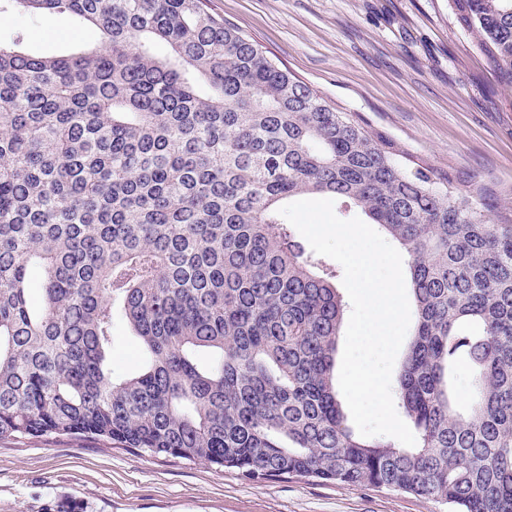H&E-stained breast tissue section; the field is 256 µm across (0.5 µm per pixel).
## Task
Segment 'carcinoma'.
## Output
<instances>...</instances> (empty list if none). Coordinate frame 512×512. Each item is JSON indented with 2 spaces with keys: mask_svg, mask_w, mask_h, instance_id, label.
<instances>
[{
  "mask_svg": "<svg viewBox=\"0 0 512 512\" xmlns=\"http://www.w3.org/2000/svg\"><path fill=\"white\" fill-rule=\"evenodd\" d=\"M450 6L512 87V0ZM15 10L74 16L102 42L38 57L19 36L0 44V438L98 437L249 477L512 512L501 189L328 106L203 0H0ZM311 195L360 211L409 256L416 310L395 396L413 448L347 423L338 272L278 214ZM117 315L148 355L120 380Z\"/></svg>",
  "mask_w": 512,
  "mask_h": 512,
  "instance_id": "cac0c4a2",
  "label": "carcinoma"
}]
</instances>
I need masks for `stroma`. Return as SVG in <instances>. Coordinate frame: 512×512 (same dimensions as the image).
Segmentation results:
<instances>
[{"label":"stroma","instance_id":"35a3bbf8","mask_svg":"<svg viewBox=\"0 0 512 512\" xmlns=\"http://www.w3.org/2000/svg\"><path fill=\"white\" fill-rule=\"evenodd\" d=\"M326 103L359 114L399 147L512 187V89L452 14L448 0H206ZM31 54L99 45L65 14L0 15ZM145 364L122 322L112 373ZM0 512H454L449 504L373 486L299 476L250 478L233 468L117 448L101 438H0Z\"/></svg>","mask_w":512,"mask_h":512}]
</instances>
